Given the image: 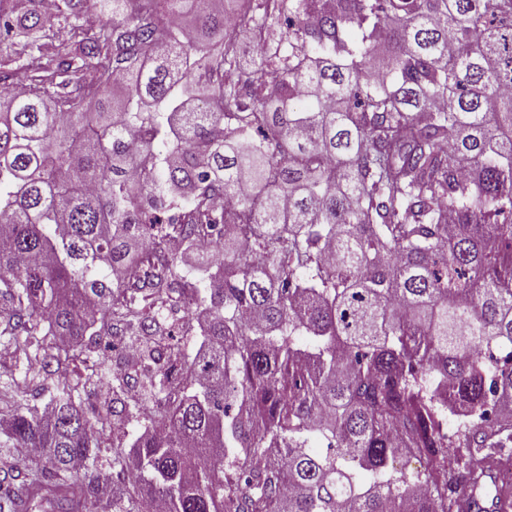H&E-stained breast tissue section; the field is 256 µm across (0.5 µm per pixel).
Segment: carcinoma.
Listing matches in <instances>:
<instances>
[{
	"instance_id": "obj_1",
	"label": "carcinoma",
	"mask_w": 512,
	"mask_h": 512,
	"mask_svg": "<svg viewBox=\"0 0 512 512\" xmlns=\"http://www.w3.org/2000/svg\"><path fill=\"white\" fill-rule=\"evenodd\" d=\"M31 2L0 0V512H497L512 0Z\"/></svg>"
}]
</instances>
